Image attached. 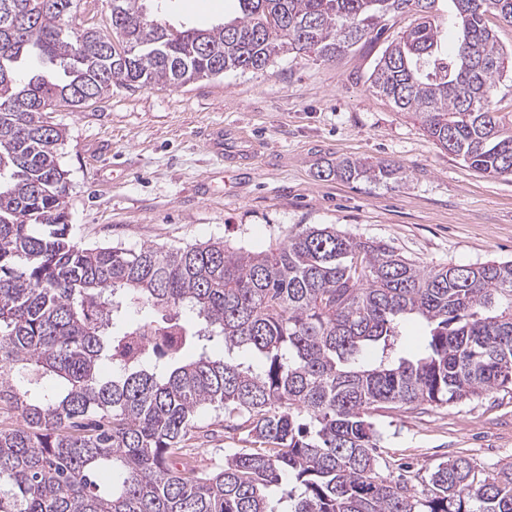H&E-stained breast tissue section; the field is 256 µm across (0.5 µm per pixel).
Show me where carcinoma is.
I'll return each mask as SVG.
<instances>
[{
    "label": "carcinoma",
    "mask_w": 512,
    "mask_h": 512,
    "mask_svg": "<svg viewBox=\"0 0 512 512\" xmlns=\"http://www.w3.org/2000/svg\"><path fill=\"white\" fill-rule=\"evenodd\" d=\"M144 2L112 0L108 36L69 26L79 0H0V411L20 419L0 428V512H512L511 462L480 478L467 457L443 461L418 495L382 474L372 420L512 386V261L421 267L331 224L260 251L84 247L67 224L66 131L49 116L117 84L333 61L411 12L370 87L474 170L511 176L488 16L512 23V0H452L451 54L438 0H238L233 19L183 29ZM329 173L396 169L344 159ZM412 319L425 336L410 353ZM209 407L252 447L206 468L189 443ZM436 12L435 21L441 30V36L445 47L447 46L448 38V52L453 49L456 40V29L452 26L451 16L455 12L454 5L449 0H440Z\"/></svg>",
    "instance_id": "carcinoma-1"
}]
</instances>
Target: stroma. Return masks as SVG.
Segmentation results:
<instances>
[{"label":"stroma","mask_w":512,"mask_h":512,"mask_svg":"<svg viewBox=\"0 0 512 512\" xmlns=\"http://www.w3.org/2000/svg\"><path fill=\"white\" fill-rule=\"evenodd\" d=\"M238 14V0H167L173 26L208 27ZM412 22L391 14L383 36L334 61L288 55L267 74L227 72L177 87L129 89L53 112L67 140L68 222L85 246L173 248L224 241L264 250L309 224L381 240L422 266L512 260V176L492 178L440 148L418 121L369 88L387 44ZM224 130L234 162L208 132ZM343 158L398 167L381 181L327 175ZM205 464L244 447L214 410ZM384 475L422 476L465 456L493 471L512 462V390L471 402L380 411Z\"/></svg>","instance_id":"35a3bbf8"}]
</instances>
